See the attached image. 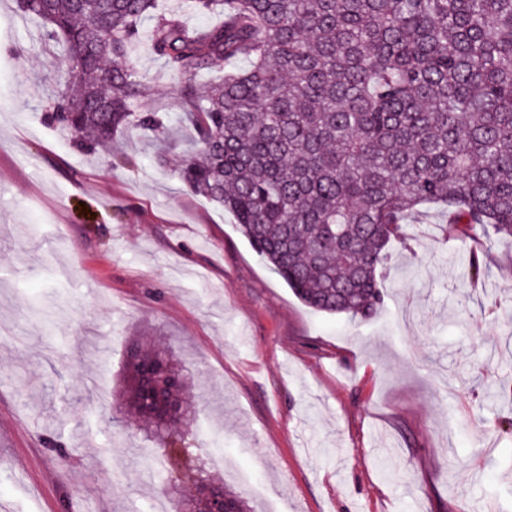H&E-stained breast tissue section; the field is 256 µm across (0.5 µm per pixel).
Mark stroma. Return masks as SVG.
I'll use <instances>...</instances> for the list:
<instances>
[{"mask_svg":"<svg viewBox=\"0 0 512 512\" xmlns=\"http://www.w3.org/2000/svg\"><path fill=\"white\" fill-rule=\"evenodd\" d=\"M40 30L0 0V512H176L160 452L102 412L143 334L175 347L193 443L252 512H512V240L425 205L373 317L313 311L156 162L152 132L118 135L115 166L44 120ZM135 64L172 120L183 85L218 76Z\"/></svg>","mask_w":512,"mask_h":512,"instance_id":"obj_1","label":"stroma"}]
</instances>
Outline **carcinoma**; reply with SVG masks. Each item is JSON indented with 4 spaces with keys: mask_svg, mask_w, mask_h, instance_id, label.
Segmentation results:
<instances>
[{
    "mask_svg": "<svg viewBox=\"0 0 512 512\" xmlns=\"http://www.w3.org/2000/svg\"><path fill=\"white\" fill-rule=\"evenodd\" d=\"M42 21L63 88L47 111L80 147L112 151L153 88L133 64L145 45L171 72L227 67L180 90L195 137L157 149L192 193L237 231L308 307L361 321L384 302L389 245L423 204L466 236L512 238V0H19ZM220 13L206 28L187 14ZM149 26H144V23ZM240 60L243 67L236 66ZM122 394L104 414L160 446L177 471L195 403L163 336L129 340ZM155 368L182 409L176 430L142 406L137 368ZM195 483L224 481L194 469Z\"/></svg>",
    "mask_w": 512,
    "mask_h": 512,
    "instance_id": "obj_1",
    "label": "carcinoma"
}]
</instances>
